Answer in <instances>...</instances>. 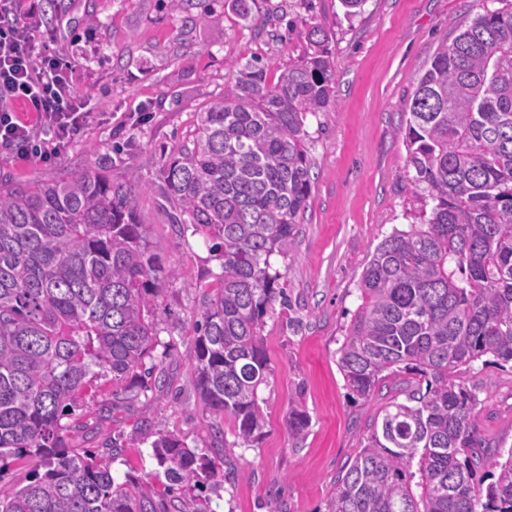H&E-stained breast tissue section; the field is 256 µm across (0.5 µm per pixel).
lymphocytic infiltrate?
<instances>
[{
  "mask_svg": "<svg viewBox=\"0 0 512 512\" xmlns=\"http://www.w3.org/2000/svg\"><path fill=\"white\" fill-rule=\"evenodd\" d=\"M34 12L20 13L17 0H0V144L19 157L52 162L89 118L76 96V59L36 49ZM25 103L42 124L34 130L13 109Z\"/></svg>",
  "mask_w": 512,
  "mask_h": 512,
  "instance_id": "obj_1",
  "label": "lymphocytic infiltrate"
}]
</instances>
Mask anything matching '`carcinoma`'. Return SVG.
<instances>
[{"mask_svg":"<svg viewBox=\"0 0 512 512\" xmlns=\"http://www.w3.org/2000/svg\"><path fill=\"white\" fill-rule=\"evenodd\" d=\"M307 40L273 86L261 60L237 64L235 95L196 113L192 140L161 171L170 223L223 259L187 352L218 446L226 417L246 447L264 427L262 332L286 299L270 257L298 235L313 183L304 119L332 95L328 37L313 26ZM407 108L413 181L433 207L375 249L337 354L354 399L392 376L414 388L375 416L327 512H512V448L489 457L473 426L478 398L461 380L478 361L512 369V9L441 43ZM137 185L99 168L0 179V460L43 467L0 495V512H183L174 492L215 468L166 434L151 445L164 490L134 476L117 484L96 453L69 446L62 423L103 377L115 402L163 382L146 359L166 321L158 299L178 270L139 224ZM288 417L303 435L306 410L293 403ZM485 468L486 485L476 481Z\"/></svg>","mask_w":512,"mask_h":512,"instance_id":"cac0c4a2","label":"carcinoma"}]
</instances>
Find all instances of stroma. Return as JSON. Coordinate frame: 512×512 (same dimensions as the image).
<instances>
[{"label":"stroma","mask_w":512,"mask_h":512,"mask_svg":"<svg viewBox=\"0 0 512 512\" xmlns=\"http://www.w3.org/2000/svg\"><path fill=\"white\" fill-rule=\"evenodd\" d=\"M41 5L38 45L78 58L73 84L91 114L60 158L46 164L0 147V174L18 182L51 181L89 167L113 180L136 173V208L164 263L180 276L160 300L169 317L159 352L165 383L113 406L109 390L86 395L67 422L73 447L103 453L117 436L133 439L127 458L111 464L162 487L152 455L158 435L172 433L213 454L212 419L197 398L186 353L196 334L202 286L215 283L222 260L200 236H181L158 205L163 159L191 139L209 102L233 95L236 63L262 58L276 84L307 48L310 26L328 35L333 72L326 111L307 115L314 183L295 243L270 263L282 276L287 306L263 331L272 376L261 390L265 427L256 444L236 443L224 424L223 472L183 496L184 512H327L336 477L364 448L368 424L390 400L405 401L404 377L368 402L348 395L336 350L360 303L358 281L377 245L393 231L421 223L432 201L417 188L405 143V104L439 44L453 39L503 0H367L346 16L340 0H254L242 20L224 0H208L217 21L186 25L170 0H57ZM479 404L473 422L492 448H512V371L475 364L463 376ZM310 416L302 438L288 426L290 402Z\"/></svg>","instance_id":"1"}]
</instances>
